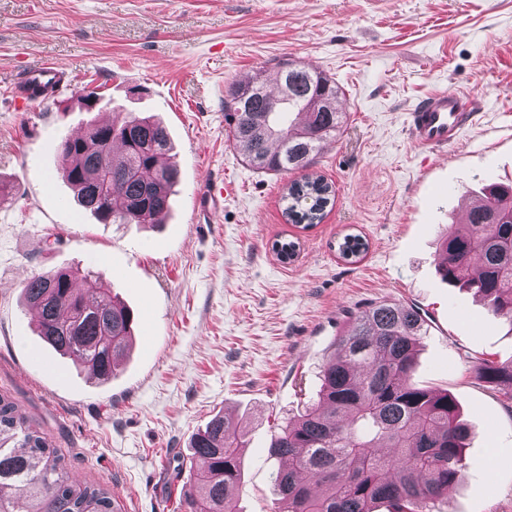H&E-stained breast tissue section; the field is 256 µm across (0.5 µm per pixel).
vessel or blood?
I'll use <instances>...</instances> for the list:
<instances>
[{
    "instance_id": "obj_1",
    "label": "vessel or blood",
    "mask_w": 512,
    "mask_h": 512,
    "mask_svg": "<svg viewBox=\"0 0 512 512\" xmlns=\"http://www.w3.org/2000/svg\"><path fill=\"white\" fill-rule=\"evenodd\" d=\"M59 69L51 63L27 68L24 84L55 88L59 85ZM470 99L458 92L442 90L427 97L406 117L413 143L440 151L461 138L471 112Z\"/></svg>"
}]
</instances>
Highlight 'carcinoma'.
Segmentation results:
<instances>
[{
  "mask_svg": "<svg viewBox=\"0 0 512 512\" xmlns=\"http://www.w3.org/2000/svg\"><path fill=\"white\" fill-rule=\"evenodd\" d=\"M340 89L304 63H284L276 79L262 76L232 86L224 110L229 136L253 168L288 173L310 167L324 142L341 134ZM170 137L150 116L128 114L91 123L60 143L62 176L78 204L99 221L157 224L170 208L177 171L167 163ZM335 189L306 175L288 187L286 216L306 227L322 221ZM366 249L347 234V258ZM443 280L474 291L492 316L512 328V187L495 186L473 203L467 224L443 236L437 256ZM41 311L37 335L98 382L114 375L128 349L133 312L112 299L89 268L37 274L22 288ZM426 321L412 306L381 302L337 336L321 366L318 401L285 422L271 455L288 459L275 475V512H433L459 478L467 431L448 392L410 381ZM477 379L512 400V360L476 361ZM243 431L214 416L189 444L185 512H236ZM0 512H114L103 488L72 481L40 433L0 396Z\"/></svg>",
  "mask_w": 512,
  "mask_h": 512,
  "instance_id": "carcinoma-1",
  "label": "carcinoma"
}]
</instances>
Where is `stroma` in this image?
<instances>
[{
	"instance_id": "1",
	"label": "stroma",
	"mask_w": 512,
	"mask_h": 512,
	"mask_svg": "<svg viewBox=\"0 0 512 512\" xmlns=\"http://www.w3.org/2000/svg\"><path fill=\"white\" fill-rule=\"evenodd\" d=\"M288 60L334 79L347 114L312 165L335 200L307 229L284 216L289 175L242 162L224 112L232 85ZM36 62L66 80L33 101L19 77ZM442 89L469 94L475 117L429 152L405 119ZM119 112L156 115L173 141L163 223H100L61 176V140ZM224 180L233 192L199 211ZM492 183H512V0H0V395L117 512H184L188 442L226 413L247 441L237 512H273L274 430L315 401L350 319L399 303L428 323L414 382L451 393L469 427L439 512H512V401L473 367L512 359V327L435 264L461 201ZM350 231L368 243L353 261L338 252ZM289 241L285 264L273 246ZM77 263L148 334L106 384L49 348L20 302L26 278Z\"/></svg>"
}]
</instances>
